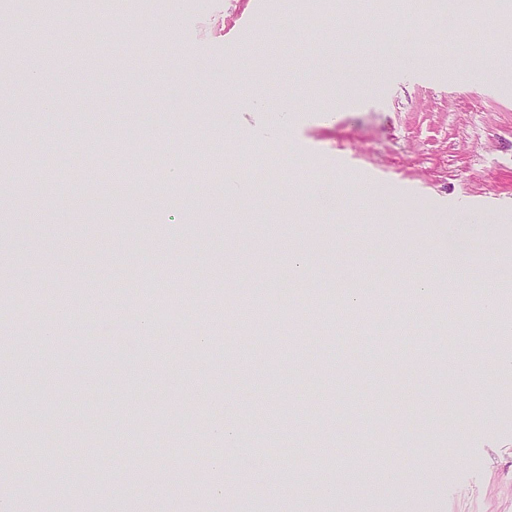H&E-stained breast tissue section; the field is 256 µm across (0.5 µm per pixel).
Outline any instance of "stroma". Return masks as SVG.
<instances>
[{
    "instance_id": "obj_1",
    "label": "stroma",
    "mask_w": 512,
    "mask_h": 512,
    "mask_svg": "<svg viewBox=\"0 0 512 512\" xmlns=\"http://www.w3.org/2000/svg\"><path fill=\"white\" fill-rule=\"evenodd\" d=\"M298 9L224 0L216 18L180 0L154 41L116 13L91 48L53 22L37 45H0L13 97L52 104L0 113V486L26 512H512V342L499 316L444 306L480 278L512 288V80L483 87L512 50L501 19L484 10V37L450 39L415 17L392 58L383 26L357 23L369 6L334 32L295 25ZM78 91L92 101L76 123ZM142 110L162 118L133 127ZM96 140L90 193L70 157ZM208 147L250 196L126 179L143 149L176 165ZM301 185L340 193L341 211L299 208ZM451 230L472 263L425 302L417 258ZM250 276L268 315L243 324L218 301ZM162 279L193 313L146 339L122 311ZM350 288L387 313L354 337ZM487 388L495 412L459 432Z\"/></svg>"
}]
</instances>
